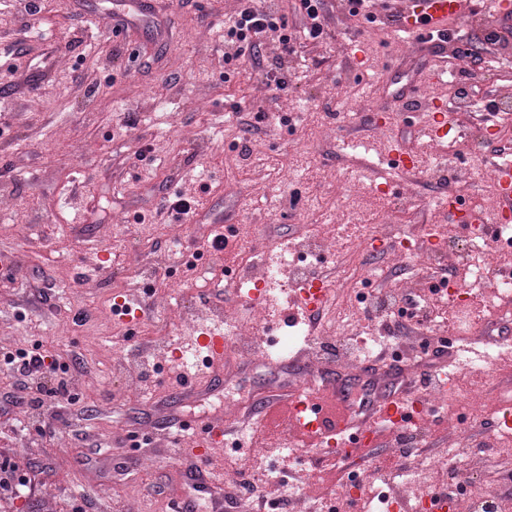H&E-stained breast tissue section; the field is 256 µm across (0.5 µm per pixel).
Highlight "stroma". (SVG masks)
<instances>
[{
    "label": "stroma",
    "mask_w": 512,
    "mask_h": 512,
    "mask_svg": "<svg viewBox=\"0 0 512 512\" xmlns=\"http://www.w3.org/2000/svg\"><path fill=\"white\" fill-rule=\"evenodd\" d=\"M142 5L151 26L122 17L119 0H0V351L41 345L78 362L72 401H60L45 426L17 404L20 391L0 364V460L30 478L25 497L0 495V512H180L233 492L246 472L260 479L265 500H241L230 512H322L346 482L345 466L295 433L287 414L232 421L233 438L263 449L261 458L225 447L188 453L197 429L226 418L228 405L297 385L276 366L253 364L252 351L271 342L224 268L245 253L315 238L328 249L330 335L374 337L377 353L392 343L416 373L427 361L425 339L474 326L468 347L486 351L487 309L430 293V268L402 278L376 267V293L414 297L431 316L391 341L376 338L370 310L353 301L355 284L343 274L362 258L359 233L346 227L376 225L391 239L450 228L467 240L437 203L446 190L493 222L491 163L496 149L512 148V111L501 107L512 102V37L492 40L495 21L475 11L448 22L474 59L450 44L418 53L395 35L399 14L379 13L378 25L361 27L348 20L345 0H327L323 43L283 56L270 39L262 67L229 73L224 21L239 0ZM279 67L290 80L284 92L264 78ZM435 69L452 81L428 84ZM412 87L421 95L409 110ZM433 98L450 127L451 152L439 165L424 132ZM382 108L388 121L375 123ZM393 138L415 155V177L384 163ZM286 169L297 183L283 179ZM177 194L195 200L194 214L171 215ZM226 225L238 250H202ZM118 296L140 303L136 326L113 316ZM224 316L253 333L248 350L224 365L223 390L210 391L197 369L177 384L180 338ZM500 351V363L456 375L457 394L484 398L465 431L481 465H433L449 440L442 418H430L417 445L390 433L360 449L358 505L343 512H383L408 467L427 490L447 488L455 473L475 494H495L498 512H512V447L500 442L493 404L512 384V344ZM288 466L300 468L318 498L300 499L278 482L275 469Z\"/></svg>",
    "instance_id": "1"
}]
</instances>
